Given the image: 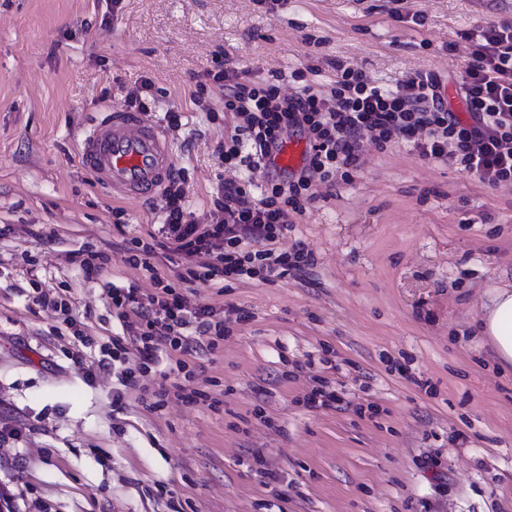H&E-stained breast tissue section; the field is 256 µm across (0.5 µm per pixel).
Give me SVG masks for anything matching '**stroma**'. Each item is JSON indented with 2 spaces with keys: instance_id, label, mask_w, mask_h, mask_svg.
I'll return each instance as SVG.
<instances>
[{
  "instance_id": "1",
  "label": "stroma",
  "mask_w": 512,
  "mask_h": 512,
  "mask_svg": "<svg viewBox=\"0 0 512 512\" xmlns=\"http://www.w3.org/2000/svg\"><path fill=\"white\" fill-rule=\"evenodd\" d=\"M512 24V0H0V512H512V369L473 335L512 289V186L488 187L402 141L362 142L351 180L313 186L278 249L305 272L223 285L159 270L223 311L214 349L172 352L125 386L96 362L121 335L112 286L155 293L128 261L163 198L112 197L79 149L102 113L150 80L144 117L168 130L196 223L234 170L214 154L235 124L195 74L228 60L328 89L337 66L388 88L411 73L458 85L461 31ZM109 254L86 274L71 253ZM52 289L72 309L37 305ZM86 344H79L73 329ZM182 366L187 404L152 408ZM339 403L309 408L318 387Z\"/></svg>"
}]
</instances>
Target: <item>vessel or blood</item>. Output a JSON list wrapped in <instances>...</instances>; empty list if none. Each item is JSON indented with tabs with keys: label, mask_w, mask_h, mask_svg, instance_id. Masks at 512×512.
I'll list each match as a JSON object with an SVG mask.
<instances>
[{
	"label": "vessel or blood",
	"mask_w": 512,
	"mask_h": 512,
	"mask_svg": "<svg viewBox=\"0 0 512 512\" xmlns=\"http://www.w3.org/2000/svg\"><path fill=\"white\" fill-rule=\"evenodd\" d=\"M308 150V141L289 139L273 151L269 166L300 169ZM81 161L100 184L122 196H157L174 172L164 132L141 113L119 109L92 123L82 141Z\"/></svg>",
	"instance_id": "b4317fda"
}]
</instances>
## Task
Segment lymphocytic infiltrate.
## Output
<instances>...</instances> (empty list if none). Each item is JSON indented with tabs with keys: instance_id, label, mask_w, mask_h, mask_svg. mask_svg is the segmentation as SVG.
<instances>
[{
	"instance_id": "obj_1",
	"label": "lymphocytic infiltrate",
	"mask_w": 512,
	"mask_h": 512,
	"mask_svg": "<svg viewBox=\"0 0 512 512\" xmlns=\"http://www.w3.org/2000/svg\"><path fill=\"white\" fill-rule=\"evenodd\" d=\"M472 61L461 77L460 91L468 119L448 110L430 73L411 74L396 89L374 84L362 71L338 69L329 91L299 87L285 95L269 79L246 78L230 63L205 71L204 79L224 90V109L238 122L216 152L225 167L245 170L241 181L222 184L213 201L215 222L195 224L187 210L183 177L173 174L163 191L165 221L161 247L187 266L191 278L204 282L251 273L280 278L304 270L313 257L304 249L280 251L273 243L282 234L289 212H299L314 194L313 183L333 185L349 180L363 160L360 142L373 134L378 144L396 138L411 143L419 156L460 165L483 184L496 187L512 181V25H488L464 33ZM303 132L311 145L305 166L288 178L265 176L267 159L285 134ZM262 183H255V175ZM259 186L260 197L246 203L247 190ZM208 262L195 264L199 255ZM112 306L122 325L113 337L109 357L98 369L111 370L137 345L142 362H156L160 353L187 350L197 342L224 333L213 308L190 304L173 285L161 295L139 289L113 288Z\"/></svg>"
}]
</instances>
